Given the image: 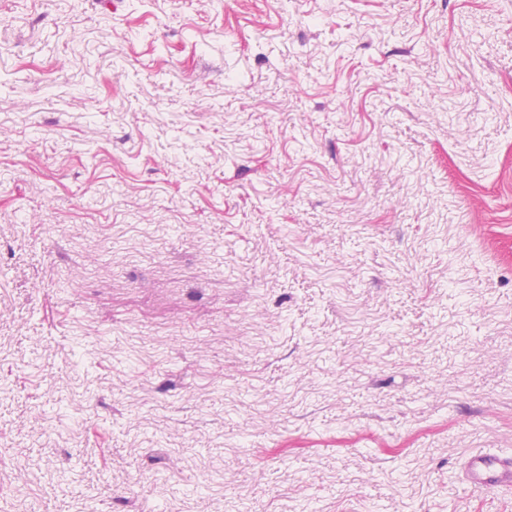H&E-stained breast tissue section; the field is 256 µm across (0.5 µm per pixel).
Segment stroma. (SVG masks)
<instances>
[{
  "mask_svg": "<svg viewBox=\"0 0 512 512\" xmlns=\"http://www.w3.org/2000/svg\"><path fill=\"white\" fill-rule=\"evenodd\" d=\"M512 0H0V512H512ZM463 479L476 491L512 487V455L484 449L469 451L463 460Z\"/></svg>",
  "mask_w": 512,
  "mask_h": 512,
  "instance_id": "35a3bbf8",
  "label": "stroma"
}]
</instances>
